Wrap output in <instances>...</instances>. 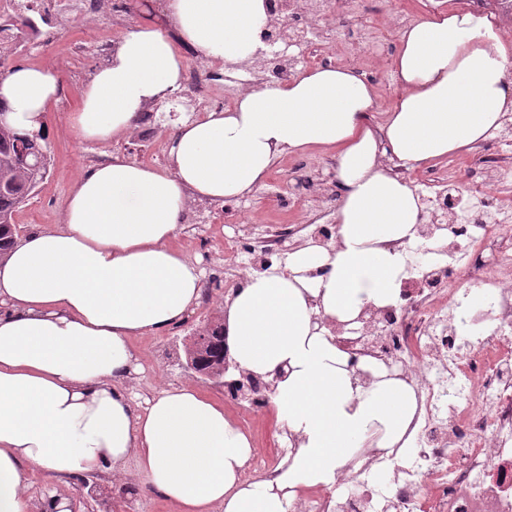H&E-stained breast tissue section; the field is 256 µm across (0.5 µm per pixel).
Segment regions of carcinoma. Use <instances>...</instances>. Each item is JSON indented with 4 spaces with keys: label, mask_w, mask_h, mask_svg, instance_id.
Returning a JSON list of instances; mask_svg holds the SVG:
<instances>
[{
    "label": "carcinoma",
    "mask_w": 512,
    "mask_h": 512,
    "mask_svg": "<svg viewBox=\"0 0 512 512\" xmlns=\"http://www.w3.org/2000/svg\"><path fill=\"white\" fill-rule=\"evenodd\" d=\"M42 138L0 126V255L15 242V215L49 173L51 155Z\"/></svg>",
    "instance_id": "obj_1"
}]
</instances>
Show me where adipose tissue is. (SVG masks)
I'll list each match as a JSON object with an SVG mask.
<instances>
[{"mask_svg": "<svg viewBox=\"0 0 512 512\" xmlns=\"http://www.w3.org/2000/svg\"><path fill=\"white\" fill-rule=\"evenodd\" d=\"M165 12L166 25L124 32L86 83L67 117L77 141L130 135L141 112L180 91L184 50L204 63L245 59L265 20L263 0H165ZM392 69L401 94L382 123L356 68L304 70L181 122L165 166L97 164L64 197L61 224L0 256V512H73L65 495L26 496L37 469L130 470L179 512H290L295 489L333 485L366 442L410 447L413 389L383 369L362 384L316 319L350 323L365 304L395 302L405 259L384 244L413 239L420 198L380 159L412 166L485 140L512 110V50L493 18L451 6L401 31ZM60 89L49 69L18 65L0 105L16 128L46 136ZM313 147L336 151L337 247L297 249L286 271L249 275L224 304L232 360L274 382L272 410L298 439L276 481L252 480L251 442L220 403L171 387L133 407L130 340L179 324L200 297L201 270L173 245L188 205L244 199L279 154Z\"/></svg>", "mask_w": 512, "mask_h": 512, "instance_id": "ef3b65f1", "label": "adipose tissue"}]
</instances>
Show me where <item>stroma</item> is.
Returning a JSON list of instances; mask_svg holds the SVG:
<instances>
[{"mask_svg": "<svg viewBox=\"0 0 512 512\" xmlns=\"http://www.w3.org/2000/svg\"><path fill=\"white\" fill-rule=\"evenodd\" d=\"M164 3L165 0H137L134 9L118 24L113 23L104 9L92 10L66 23L52 22L47 27L48 42L32 46L27 54L9 57L8 66H42L61 80L59 101L51 106L48 114L51 134L46 144L53 166L48 178L16 216L21 232L59 223L63 197L75 180L91 168L87 155H98L104 161L119 157L148 166L166 165L167 139H160L151 149L141 147L131 137L104 144H80L75 141L67 123L68 113L77 108L85 83L99 66L98 42L105 37L118 41L137 22L164 20ZM450 5L462 9L466 0H362L351 20L378 27L395 7L424 18L431 11ZM332 156V151L321 148L284 152L276 158L265 186L253 197L245 199V211H219L200 216L194 223L183 222L175 244L205 269L203 287L213 295V316L223 315L224 300L235 282L231 274L221 280L211 276L213 268L224 262L225 238L242 234L245 225L252 220L292 224L297 208L293 195L296 180L312 165L321 166L323 178L333 180L334 171L326 166ZM202 326V321L192 313L164 335L132 339L141 368L126 386L135 408L144 407L147 400L171 386L192 387L216 401H223L222 387L203 382L186 367L185 347L190 336ZM56 492L72 500L75 512H177L171 501L150 490L127 495L119 488L117 476L108 470L63 479H50L38 471L32 474L27 494L33 501Z\"/></svg>", "mask_w": 512, "mask_h": 512, "instance_id": "stroma-1", "label": "stroma"}]
</instances>
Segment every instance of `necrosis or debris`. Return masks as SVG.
<instances>
[{"label": "necrosis or debris", "instance_id": "1", "mask_svg": "<svg viewBox=\"0 0 512 512\" xmlns=\"http://www.w3.org/2000/svg\"><path fill=\"white\" fill-rule=\"evenodd\" d=\"M94 0H0V40L28 46L14 30L17 17L40 8L80 17ZM268 23L255 52L217 73L191 70L184 104L247 90L230 75L246 71L276 86L298 65L334 58L333 44L383 56L387 45L370 26L337 24L338 0H264ZM488 145L493 165L477 167L467 182L455 173L423 180L415 239L387 242L408 258V275L396 303L365 305L357 327L331 328L337 348L362 380L369 364L414 390L418 408L410 424L412 446L403 463L378 448L359 449L347 464L351 487L339 494L318 488L295 494V512H512V115H505ZM315 189L302 180L294 195L306 210L308 238L331 242V211L312 202ZM284 227L257 225L224 241V267L286 269L294 247ZM488 301L472 306V293ZM297 443L281 434L275 455L253 452L247 473L275 480ZM390 475L385 489L370 480Z\"/></svg>", "mask_w": 512, "mask_h": 512}]
</instances>
